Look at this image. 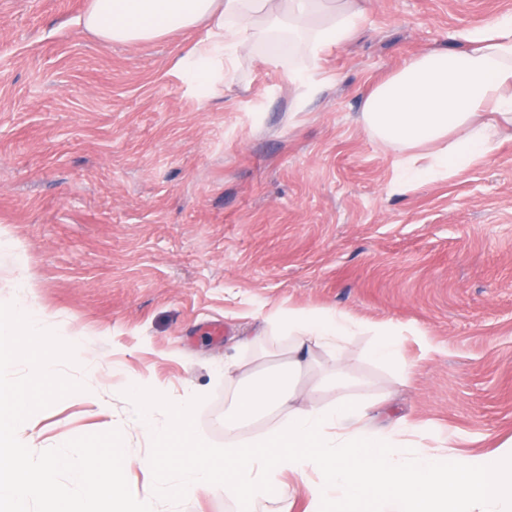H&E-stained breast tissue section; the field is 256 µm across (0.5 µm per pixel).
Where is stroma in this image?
<instances>
[{"label": "stroma", "instance_id": "stroma-1", "mask_svg": "<svg viewBox=\"0 0 512 512\" xmlns=\"http://www.w3.org/2000/svg\"><path fill=\"white\" fill-rule=\"evenodd\" d=\"M90 0H0V308L32 285L44 379L0 365L28 398L17 440L45 463L82 445L120 492L150 495L166 447L134 425L133 377L192 406L224 445V360L280 308L341 311L350 397L376 425L488 455L512 438V132L471 165L398 185L402 150L358 118L378 80L450 49L455 29L512 0H362L361 31L325 51L310 93L298 62L242 49L192 73L204 26L128 45L80 25ZM404 330L412 368L372 362L376 330ZM433 352H426L424 342ZM154 512H239L221 496L154 498Z\"/></svg>", "mask_w": 512, "mask_h": 512}]
</instances>
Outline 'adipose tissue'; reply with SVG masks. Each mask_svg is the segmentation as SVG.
<instances>
[{
    "label": "adipose tissue",
    "instance_id": "obj_1",
    "mask_svg": "<svg viewBox=\"0 0 512 512\" xmlns=\"http://www.w3.org/2000/svg\"><path fill=\"white\" fill-rule=\"evenodd\" d=\"M277 13L267 0H90L81 19L97 37L138 44L208 23L209 37L191 47L204 65L215 57L232 59L238 50L265 39L276 25L289 39L267 57L282 55L315 61L331 47L347 43L363 13L357 0H281ZM454 49H429L377 83L360 113L364 129L375 138L407 150L399 160L400 185L467 167L491 149L499 130L512 129V13L455 30ZM43 317L26 303L0 310V365L29 356L42 341ZM270 331L245 340L259 351L262 371L246 373L225 363V380L235 382L225 420L227 431L265 413L277 417L250 440L229 439L223 453L204 448L191 425V407L167 403L141 384L131 390L139 402L136 420L162 441H176L178 456L158 458L156 494L220 493L258 505L272 494L286 495L284 471L305 476L322 473L307 485L309 512H512V440L497 457L441 454L430 448L399 452L397 441L411 426L396 420L381 430L370 425L369 408L347 394L342 370L345 341L356 329L345 313L322 309H283L271 317ZM286 337L288 347L275 369L270 336ZM320 348L332 367L320 374L315 390L333 389L336 402H311L290 408L297 384L313 367L311 351ZM25 396L0 389V504L9 512H26L31 500L48 503V512H66L53 481L54 464H29L16 441ZM163 421H156V413ZM112 461L104 463L73 448L65 462L73 478L88 488L80 512H127L118 497L116 478L124 461L120 441H110Z\"/></svg>",
    "mask_w": 512,
    "mask_h": 512
}]
</instances>
